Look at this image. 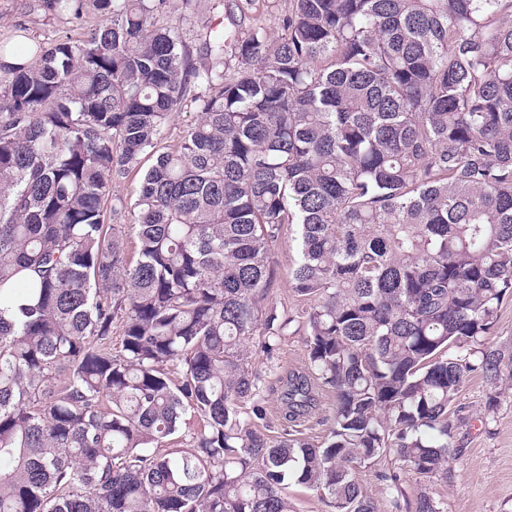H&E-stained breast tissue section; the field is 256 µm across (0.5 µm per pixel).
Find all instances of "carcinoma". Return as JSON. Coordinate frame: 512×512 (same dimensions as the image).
<instances>
[{"label": "carcinoma", "mask_w": 512, "mask_h": 512, "mask_svg": "<svg viewBox=\"0 0 512 512\" xmlns=\"http://www.w3.org/2000/svg\"><path fill=\"white\" fill-rule=\"evenodd\" d=\"M289 2L195 53L173 0H46L100 22L0 37V512H295L292 485L378 512L356 471L382 459L395 512H445L402 474L448 478L467 380L486 426L512 388V0ZM189 98L131 264L112 183ZM286 224L312 305L273 438L252 342L296 322L267 302ZM489 337L490 341L497 344L512 342V298L504 300L496 329ZM332 396L330 392L325 391L321 398V404L320 409L317 411V413L310 418V420L305 423L304 426L298 428L302 435H299L300 437H303L307 439L309 442L316 444L320 446L324 440L325 437V430L327 426L322 423L323 419H326L331 415V408H332Z\"/></svg>", "instance_id": "cac0c4a2"}]
</instances>
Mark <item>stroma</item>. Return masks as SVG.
Returning a JSON list of instances; mask_svg holds the SVG:
<instances>
[{
  "label": "stroma",
  "instance_id": "stroma-1",
  "mask_svg": "<svg viewBox=\"0 0 512 512\" xmlns=\"http://www.w3.org/2000/svg\"><path fill=\"white\" fill-rule=\"evenodd\" d=\"M289 0H252L245 14H237L235 0H211L208 10L190 12L176 9L169 18L179 25L183 39L190 49H198L208 39L215 25L228 17H235L242 29L262 24L275 28L279 14L286 10ZM25 27L27 34L40 42L50 43L65 36L78 37L79 29L62 16L52 14L44 0H0V34H10L15 28ZM153 156H144L138 166L112 186L113 197L125 205V238L127 249H134L136 230L134 204L144 172L152 165ZM277 262V280L270 296L278 308L293 315H303L308 301L297 296L291 286V269L296 259V227L288 225L274 247ZM253 363L264 378L263 392L270 435L281 431L276 385L278 369L303 368L307 364V348L302 334L287 336L278 349L264 353L261 347L253 349ZM486 397L481 379L465 384L460 402L469 415L467 425L458 429L455 459L448 463V477L431 485L436 497L444 500L446 512H512V393L506 395L497 418L490 426L478 420Z\"/></svg>",
  "mask_w": 512,
  "mask_h": 512
}]
</instances>
